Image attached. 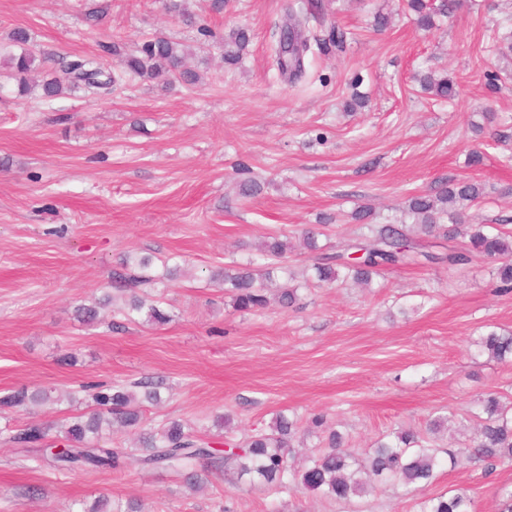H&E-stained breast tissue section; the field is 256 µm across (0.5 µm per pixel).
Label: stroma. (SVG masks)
I'll use <instances>...</instances> for the list:
<instances>
[{
    "label": "stroma",
    "mask_w": 512,
    "mask_h": 512,
    "mask_svg": "<svg viewBox=\"0 0 512 512\" xmlns=\"http://www.w3.org/2000/svg\"><path fill=\"white\" fill-rule=\"evenodd\" d=\"M106 2L107 14L90 12ZM304 0H189L201 28L185 25L163 0H0V46L22 27L50 59L128 51L157 36L189 46L196 85L136 80L90 98L70 92L45 101L8 83L0 95V394L46 389V405L0 414V512H69L95 498H136L144 512H415L402 489L381 484L348 507L299 488L274 491L210 476L191 492L179 474L127 460L121 473H60L11 443L7 429L33 420L61 423L83 412L66 394L80 384H124L150 377L162 401L144 409V428L172 419L210 441L241 440L267 428L278 411L306 421L321 412L371 451L400 428L448 416L441 448H465L488 392L512 395V362L474 356L471 337L512 330V292L500 293L492 265L453 270L420 261L391 267L378 287L349 283L301 289V308L233 311L212 270L256 257L258 240L288 237V264L303 275L312 255L302 227L333 216L326 253L361 233L358 207L376 224L396 222L406 198L449 179L483 184L470 212L512 232V0H462L452 18L418 30L405 0H322L308 36L330 28L344 51L311 48L295 84L273 66V34ZM391 25L376 30V13ZM247 27L241 63L225 64L224 34ZM448 73L454 99L423 91L419 74ZM365 108L349 110L353 94ZM481 124L474 135L472 124ZM481 166L470 167V151ZM261 193H237L238 165ZM127 252L155 266L178 258L181 271L163 291L168 323L113 329L112 307L83 324L74 310L112 290ZM75 353L76 363L63 357ZM232 418L229 435L216 415ZM512 485V463L486 470L460 456L442 466L428 494L467 489L475 512H497V491Z\"/></svg>",
    "instance_id": "obj_1"
}]
</instances>
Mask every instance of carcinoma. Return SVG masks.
I'll return each mask as SVG.
<instances>
[{
  "label": "carcinoma",
  "instance_id": "cac0c4a2",
  "mask_svg": "<svg viewBox=\"0 0 512 512\" xmlns=\"http://www.w3.org/2000/svg\"><path fill=\"white\" fill-rule=\"evenodd\" d=\"M459 0H407V7L416 15L417 25L423 30L435 26L436 18L448 17L458 7ZM10 44L18 51L0 55L3 77L17 84L18 93L32 87L41 89V96L53 100L68 90L83 89L92 92L110 88L117 79L109 63L102 58L62 60L54 70H44V57L32 44L28 30L16 28L10 35ZM250 42L244 28H235L224 37V61L239 62ZM344 33L332 28L320 40V49L330 52L344 48ZM306 47L297 25L288 27L275 49V64L282 76L291 80L304 72L300 49ZM122 72L146 81H168L179 78L194 84L198 76L186 68L191 49L163 36L145 41L134 53L125 51L120 43L106 47ZM425 92L437 99H450L456 94L453 80L446 74L432 70L420 75ZM484 187L476 182H447L434 193L412 195L403 212L412 219L410 224H369L372 210L359 207L351 214L354 221L366 225L368 232L360 234L348 249L336 254L321 253L319 237L324 235V223L306 228L302 234L303 246L316 254L312 270L318 282L331 285L337 281H352L371 287L374 279L385 269L418 262L419 258L433 263L464 266L475 258L496 262L493 276L496 288L512 291V236L490 224L457 223L460 209L479 202ZM418 228L426 236L442 237L450 242L448 252L433 254L425 245L409 235ZM258 253L262 265H226L212 272V278L224 283L234 310L252 313L269 303L268 284L275 270L286 274L280 287L278 302L285 308L299 301L301 285L283 262L288 253V241L277 235L260 239ZM180 266H163L157 272L149 255L127 254L122 257L120 269L113 273L112 285L117 294L106 297L107 305L124 299L121 313L131 322L143 314L152 324H165L170 315L158 304H146L138 290L177 279ZM480 355L504 362L512 359V331L489 330L472 341ZM161 383L149 378L131 383L103 385L86 383L81 391L88 393L90 411L71 417L50 437L53 426L32 421L9 436V441L34 453V458L59 472L75 470L118 471L130 453L125 448H112L101 443L103 434L116 427L138 429L143 420L144 404L160 401ZM50 399L47 390L15 389L0 397V411L37 406ZM481 414L476 416L478 437L473 445L472 459L478 462H512V407L501 403V395L490 393L480 399ZM308 428L325 438L326 449L309 459L300 474L301 485L328 500L350 503L367 493L368 480L393 482L415 497L417 512H472L471 498L457 488L433 496L423 494L425 487L436 476L442 465L440 450L431 446L419 433L402 430L379 440L365 457L348 445L346 437L327 426V417L315 413L309 418ZM298 420L282 412L277 413L269 430H259L242 441L226 443L219 454L212 449L213 442L180 421L171 420L139 434L137 461L148 469H171L185 474L187 488L193 490L222 472L238 478L250 476L275 489L288 488V456L298 432ZM139 503L129 499L124 503L110 502L102 497L88 512H138Z\"/></svg>",
  "mask_w": 512,
  "mask_h": 512
}]
</instances>
